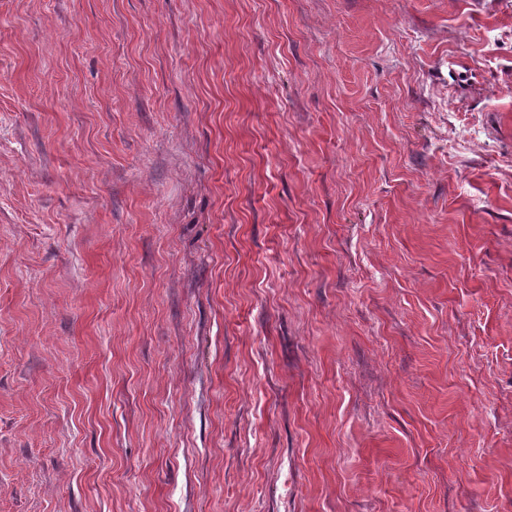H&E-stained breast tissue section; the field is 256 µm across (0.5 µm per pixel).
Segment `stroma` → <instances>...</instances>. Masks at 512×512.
I'll return each instance as SVG.
<instances>
[{"label":"stroma","mask_w":512,"mask_h":512,"mask_svg":"<svg viewBox=\"0 0 512 512\" xmlns=\"http://www.w3.org/2000/svg\"><path fill=\"white\" fill-rule=\"evenodd\" d=\"M0 512H512V0H0Z\"/></svg>","instance_id":"obj_1"}]
</instances>
